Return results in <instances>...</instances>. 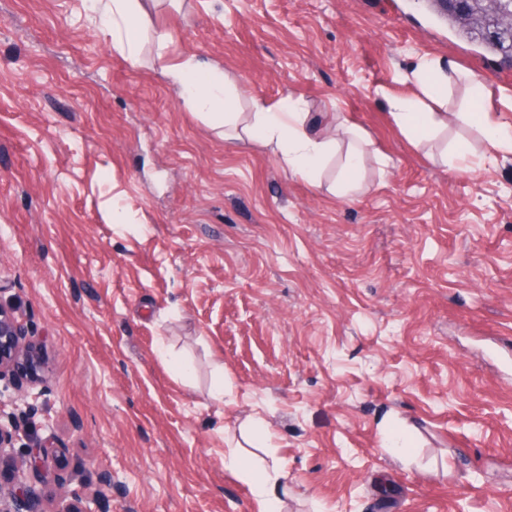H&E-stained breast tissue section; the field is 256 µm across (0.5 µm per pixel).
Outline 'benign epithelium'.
Masks as SVG:
<instances>
[{
  "instance_id": "7a95c632",
  "label": "benign epithelium",
  "mask_w": 512,
  "mask_h": 512,
  "mask_svg": "<svg viewBox=\"0 0 512 512\" xmlns=\"http://www.w3.org/2000/svg\"><path fill=\"white\" fill-rule=\"evenodd\" d=\"M458 15L456 23L463 29L485 28L498 24L501 29L512 28V0H454ZM42 365L41 346L29 332L27 323L17 308L0 303V379L23 374L31 384L39 383ZM36 406L4 410L0 404V473H9L8 482H0V512H39L42 492L39 488L42 470L49 461L48 448L37 444L31 447L29 459L18 463L9 454L14 442L29 435ZM112 493V475L98 477V489L91 497L75 491L59 502L54 512H102L100 505Z\"/></svg>"
}]
</instances>
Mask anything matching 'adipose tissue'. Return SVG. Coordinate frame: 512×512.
I'll use <instances>...</instances> for the list:
<instances>
[{
  "mask_svg": "<svg viewBox=\"0 0 512 512\" xmlns=\"http://www.w3.org/2000/svg\"><path fill=\"white\" fill-rule=\"evenodd\" d=\"M112 31V45L131 61H138L140 36L145 7L141 0H92ZM164 76L179 89L186 106L211 116L225 137L238 142L259 140L275 145L281 161L297 177L312 180L331 153L342 155L336 178V190L347 195L357 187L365 150L351 143L355 130L341 123L335 139L322 136V117L306 112L302 101L289 100L287 108H273L252 99L249 111L236 105L234 83L216 63L196 54H185L172 65L163 66ZM463 77L455 64L426 63L412 75L418 93L412 97L391 96L387 99L389 115L395 125L415 146L428 145L448 123L477 122L486 151L494 155L512 152V122L501 108L484 103L477 114L445 111L444 91Z\"/></svg>",
  "mask_w": 512,
  "mask_h": 512,
  "instance_id": "adipose-tissue-1",
  "label": "adipose tissue"
}]
</instances>
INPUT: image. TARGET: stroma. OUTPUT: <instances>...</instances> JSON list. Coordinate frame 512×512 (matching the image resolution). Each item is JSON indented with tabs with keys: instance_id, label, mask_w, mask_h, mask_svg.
Wrapping results in <instances>:
<instances>
[{
	"instance_id": "1",
	"label": "stroma",
	"mask_w": 512,
	"mask_h": 512,
	"mask_svg": "<svg viewBox=\"0 0 512 512\" xmlns=\"http://www.w3.org/2000/svg\"><path fill=\"white\" fill-rule=\"evenodd\" d=\"M139 64L90 0H0V303L46 357L45 512L112 475L111 512H257L231 452L279 463L288 512H512V153L454 172L391 121L422 64L448 109L512 65L434 0H147ZM340 112L359 188L224 141L161 63ZM387 166H379L377 155ZM404 433L403 459L388 451Z\"/></svg>"
}]
</instances>
